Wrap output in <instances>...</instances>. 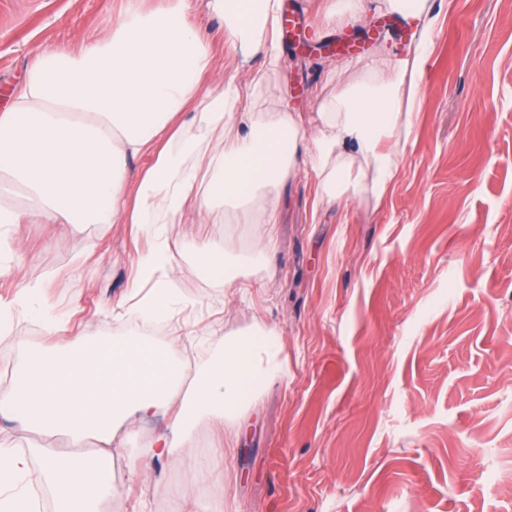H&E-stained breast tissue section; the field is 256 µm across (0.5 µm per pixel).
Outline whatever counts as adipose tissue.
Listing matches in <instances>:
<instances>
[{
    "label": "adipose tissue",
    "instance_id": "1",
    "mask_svg": "<svg viewBox=\"0 0 512 512\" xmlns=\"http://www.w3.org/2000/svg\"><path fill=\"white\" fill-rule=\"evenodd\" d=\"M224 18L231 54L278 57L281 0H174L153 10L137 0L99 37L70 50L40 48L20 85L0 110V231L34 218L43 224H135L152 242L137 266L128 319L169 323L191 336L196 323L172 277L182 272L179 245L187 208L203 224H249L247 203L264 197L265 223L276 205L265 194L287 177L304 141L286 105L244 109L266 86L267 69L245 80L211 84L212 50L191 16L198 8ZM394 15L411 27L410 44L395 60L374 66L360 83L337 91L317 114L312 167L327 201L346 191L380 196L399 170V149L411 134V111L438 18L435 0H346L324 26L359 24ZM150 153L155 163L137 181L130 164ZM239 254L202 239L194 244L193 271L217 288L231 287ZM43 284H22L0 300V335L8 322L38 320L51 335L65 322L42 299ZM275 329L255 326L225 339L188 372L175 346L121 337L73 349L62 345L33 355L0 386V416L42 437H66L73 451L41 444L16 451L0 441V512H35L40 492L55 512H100L114 497L116 456L126 425L163 405L179 409L166 433L129 458L137 477L149 459L170 458L191 447L197 416L231 421L265 381L281 371ZM193 377L189 392L180 387ZM36 485H26L30 460Z\"/></svg>",
    "mask_w": 512,
    "mask_h": 512
}]
</instances>
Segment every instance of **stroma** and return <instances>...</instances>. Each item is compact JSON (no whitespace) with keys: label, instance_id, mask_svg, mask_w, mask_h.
I'll use <instances>...</instances> for the list:
<instances>
[{"label":"stroma","instance_id":"35a3bbf8","mask_svg":"<svg viewBox=\"0 0 512 512\" xmlns=\"http://www.w3.org/2000/svg\"><path fill=\"white\" fill-rule=\"evenodd\" d=\"M125 0H0V88L17 84L44 45L67 49L97 37ZM302 4L300 44L281 43L278 67L252 106L284 100L310 129L321 103L366 78L398 37L369 25L318 38L340 0ZM423 100L383 197L323 200L310 160L281 183L273 224H196L223 244L271 239L265 266H243L231 292L192 271L179 286L209 341L183 336L194 365L208 346L255 324L274 327L282 368L247 402L238 434L206 418L193 446L149 462L102 512H512V0H440ZM214 48L217 78L235 73L224 22L197 13ZM354 39L357 50L325 46ZM149 248L132 224H24L0 264L11 299L22 279L83 341L129 332L113 319ZM19 319L0 339V382L28 354L62 344ZM485 473V496L466 484Z\"/></svg>","mask_w":512,"mask_h":512}]
</instances>
